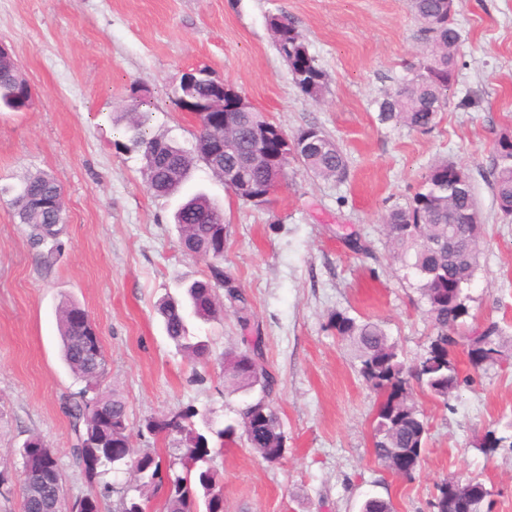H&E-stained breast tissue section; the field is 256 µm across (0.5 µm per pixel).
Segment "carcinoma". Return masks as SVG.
I'll return each mask as SVG.
<instances>
[{
    "mask_svg": "<svg viewBox=\"0 0 512 512\" xmlns=\"http://www.w3.org/2000/svg\"><path fill=\"white\" fill-rule=\"evenodd\" d=\"M408 8L418 25L423 52L417 65L407 68L397 89L380 102L383 122L421 132L438 124L447 103V91L456 76V57L460 31L455 19V6L448 0H408ZM269 26L279 53L288 61L301 60L306 76H292L299 91L314 102L324 96L327 75L318 59L310 53L303 34L284 16H273ZM20 78L0 71V107L15 110ZM150 102L134 97L123 114L129 140L142 155V174L148 188L157 196L181 193L189 182L195 157L149 127ZM211 135L228 141L229 146L217 160L227 171L244 174L246 180L262 186L273 185L266 168L252 164L254 150L251 114L232 117V126H216ZM295 160L314 175L325 180L342 179L346 160L334 141L327 136L316 146H297ZM459 165L438 160L423 176L409 206L392 209L385 218L391 243L392 258L411 270L417 278V289L425 301L426 314L436 333L429 337L424 352L408 365L399 356L383 326L373 320L356 321L341 312L331 317L336 335L351 343L356 352L358 373L382 400L374 418L372 447L375 457L389 470L404 455L410 466L420 465L428 433V422L413 399L411 381L425 385L443 403L460 385L449 334L464 337L488 353L486 367L503 360L505 344L495 325L483 330L461 332L469 315L463 288L470 284L479 267L478 244L484 224L469 180L453 176ZM491 175L499 211L512 216V136L502 134L493 150ZM57 178L46 172L26 177L13 189L12 205L20 223L31 227L30 243L37 248L47 242L49 227L58 222ZM224 210L205 192L190 195L177 209L174 218L185 252L211 260L210 275L184 287V297L169 295L162 299L158 312L164 330L176 349L194 364L207 363L210 348L207 341L190 332V321L219 319L214 289L238 302V311L247 308V299L224 274L222 260L212 258L217 243L224 235ZM427 237L434 247L424 248L419 240ZM61 352L73 375L85 383L79 396L65 403L76 443L73 451L89 479L101 480L112 472L132 470L138 476L133 490L136 496L123 494L121 512H145V489L163 485L161 458L151 450H142L128 459L115 456L116 449L129 445V426L117 419L128 420L126 404L99 390L105 373L102 346H97L99 368L83 355L74 343L76 336H92L94 328L89 315L74 303L65 304L58 319ZM247 349L230 352L224 357V386L230 392L259 390V397L238 409L237 424L217 431L220 439H233L242 430L251 451L263 460L286 449V438L280 414L273 406L272 395L278 386L276 376L264 364L261 337L245 336ZM198 412L188 407L172 417L145 420L150 432H176L180 435L181 453L168 464L172 482L164 502V512H224V493L217 472L209 465L213 448L208 438L195 428ZM50 446L34 436L21 449L23 466L28 475L20 486L25 512H49L50 494L37 489L38 472L44 468L59 470ZM111 487L104 485L101 496L82 497L83 512H102L101 499L109 496Z\"/></svg>",
    "mask_w": 512,
    "mask_h": 512,
    "instance_id": "carcinoma-1",
    "label": "carcinoma"
}]
</instances>
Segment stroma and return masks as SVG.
Wrapping results in <instances>:
<instances>
[{
    "label": "stroma",
    "instance_id": "1",
    "mask_svg": "<svg viewBox=\"0 0 512 512\" xmlns=\"http://www.w3.org/2000/svg\"><path fill=\"white\" fill-rule=\"evenodd\" d=\"M461 41L456 80L427 133L379 119V104L415 64L418 23L407 0H0V41L10 47L34 102L0 112V512H22L19 450L31 437L54 449L69 499L97 490L72 456L63 412L84 387L61 358L58 309L70 301L99 329L103 391L123 400L133 424L194 407L213 429L237 417L242 394L224 391V354L244 348L237 306L193 322L208 338V379L165 336L156 312L182 284L207 277L209 261L179 247L177 198L151 194L138 152L116 116L140 87L153 104V133L192 150L196 123L172 95L185 73L207 69L245 94L287 134L314 125L335 140L343 180L290 163L267 204L243 202L196 167L192 186L224 209V272L245 293L279 380L275 405L287 453L271 465L244 442L215 449L224 512H360L370 497L395 512H434L446 479H478L486 512H512V447L485 453L486 434L512 437V348L500 365L474 369L455 357L461 385L448 403L415 388L428 421L420 466L396 475L377 460V394L357 373L347 341L330 325L346 313L381 322L405 360L434 329L414 277L395 263L384 218L408 205L429 166H463L485 235L467 287V325H497L512 344V217H503L489 176L493 144L512 133V0H455ZM290 18L327 74L321 102L294 86L268 26ZM63 189V251L46 263L10 204L30 173Z\"/></svg>",
    "mask_w": 512,
    "mask_h": 512
}]
</instances>
